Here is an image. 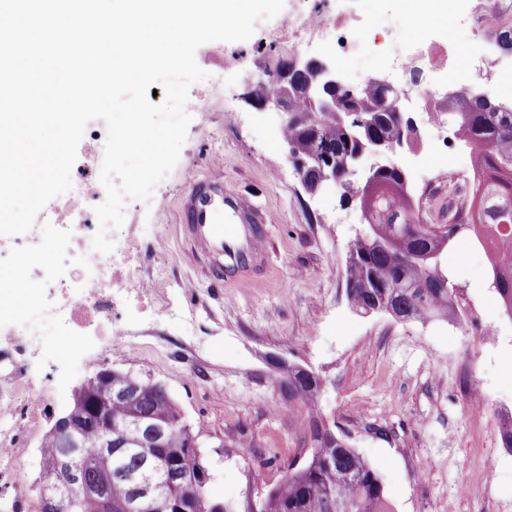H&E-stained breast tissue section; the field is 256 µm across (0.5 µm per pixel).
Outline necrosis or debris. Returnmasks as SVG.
Returning a JSON list of instances; mask_svg holds the SVG:
<instances>
[{
	"label": "necrosis or debris",
	"mask_w": 512,
	"mask_h": 512,
	"mask_svg": "<svg viewBox=\"0 0 512 512\" xmlns=\"http://www.w3.org/2000/svg\"><path fill=\"white\" fill-rule=\"evenodd\" d=\"M280 26L296 35V42L290 45L296 53L307 51L312 44L318 43L336 48L345 55L370 34L369 27L360 23L353 12L333 8L332 0H316L310 9L296 8L282 19ZM378 53L381 68L401 75L402 81L397 85L400 92L415 97L428 114L440 111L442 99L436 90L415 89L413 84L404 82L403 77L429 68L444 79H451L460 56L453 45L443 39H431L412 44L395 57L390 56L383 46L379 47ZM100 169V159L92 158L88 175L79 181L77 193L60 199L46 217L47 223L61 225L66 231L68 244L58 260L72 267L75 275L74 281H58L50 285L49 290L60 310L85 309L100 329L108 332L126 294H135L144 302L149 292L135 282L132 261L139 248L135 225H127L111 253L100 254L92 249V237L97 227L85 223L83 205L89 200L100 203L105 199V190L99 181Z\"/></svg>",
	"instance_id": "obj_1"
}]
</instances>
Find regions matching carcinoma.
Wrapping results in <instances>:
<instances>
[{"instance_id":"cac0c4a2","label":"carcinoma","mask_w":512,"mask_h":512,"mask_svg":"<svg viewBox=\"0 0 512 512\" xmlns=\"http://www.w3.org/2000/svg\"><path fill=\"white\" fill-rule=\"evenodd\" d=\"M294 80L313 89L309 95L294 92L288 96V121L283 126L288 149L306 161L296 167L302 187L310 193L331 175L329 167L315 161L323 146H329L335 157L336 192L343 200L357 199L367 224L366 233L350 246L344 269L351 307L361 314L391 308L403 313L406 322L457 320L461 286L445 252L467 239L487 253L489 288L512 321V260L502 258L505 250L512 249V108L494 99L489 106L464 96L448 100L444 117L455 139L471 149L472 164L481 171V179L472 186L468 209L450 213L446 224H426L406 177L395 169L380 166L363 181L345 171V165L361 152L382 153L393 144H417L403 113L380 106L385 93L376 85L355 89L353 108L367 120L366 125L355 126L345 113L323 108L315 94L322 89L323 74L310 70ZM281 91L278 72L253 89L257 96L272 99ZM126 378L127 373L114 369L97 371L70 409L84 421L79 434L82 456L75 465L85 469L86 480L93 483L109 476L114 504L132 494L136 483L150 473L138 448L146 433L135 427L136 417L144 414L156 424L173 425L164 447L156 449V464L150 473L154 482L164 483V498L171 503L188 502L190 512H232L231 505L211 497L210 481L201 479L206 470L201 454L186 450V442L196 434L169 393L156 392L153 383L145 380L138 402L113 401L103 407L101 415H95L103 391ZM285 388L305 412L311 448L300 465L288 464L283 481L265 497L263 512H392L379 473L344 437L321 429L325 422L315 408L320 389L317 377L290 365ZM110 424L121 426L127 447L104 463L101 443ZM62 451L60 438L47 431L41 443L42 482L55 480L50 467ZM170 469L182 480L166 482ZM62 492L76 501L71 512H102L97 498L77 497L65 488Z\"/></svg>"}]
</instances>
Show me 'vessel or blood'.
Here are the masks:
<instances>
[{"label": "vessel or blood", "instance_id": "b4317fda", "mask_svg": "<svg viewBox=\"0 0 512 512\" xmlns=\"http://www.w3.org/2000/svg\"><path fill=\"white\" fill-rule=\"evenodd\" d=\"M180 214L183 234L211 256L210 272L216 279L264 252L252 207L246 199L225 191L222 167L188 180Z\"/></svg>", "mask_w": 512, "mask_h": 512}]
</instances>
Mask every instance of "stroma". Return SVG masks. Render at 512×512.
Listing matches in <instances>:
<instances>
[{
    "label": "stroma",
    "mask_w": 512,
    "mask_h": 512,
    "mask_svg": "<svg viewBox=\"0 0 512 512\" xmlns=\"http://www.w3.org/2000/svg\"><path fill=\"white\" fill-rule=\"evenodd\" d=\"M377 37L398 43L441 36L462 51L477 43L455 21L415 29L404 0H347ZM277 20H262L244 42H209L195 52L205 71L219 73L222 96L198 82L179 160L134 211L142 237V277L150 304L117 312L110 336H85L72 346L75 323L40 292L66 278L53 263L58 226L36 222L26 234L0 237V275L22 272L34 287L20 303L37 352L16 358L0 342V403L16 410L7 421L8 457H0V512H41L40 446L64 414L72 393L103 368L163 384L198 437L212 474L213 495L245 512L263 500L289 463L311 443L304 421L289 410L281 386L288 365L322 380L317 403L324 421L339 425L382 477L393 512H512V448L501 437V415L512 414V325L488 292L490 266L480 247L460 244L449 256L466 312L494 333L482 337L465 319L399 322L356 312L342 270L361 214L339 194L310 196L288 160L278 114L251 103L247 74L287 50L274 46ZM238 113L229 120L226 108ZM419 144L404 154L409 184L423 220L444 224L468 204L457 170L469 166L456 140L435 143L426 113L406 107ZM223 165L224 186L260 206L265 258L239 279L217 283L205 258L184 238L178 211L186 180ZM39 399L29 404L24 383ZM495 479L486 482V466ZM264 471L255 482V471Z\"/></svg>",
    "instance_id": "obj_1"
}]
</instances>
